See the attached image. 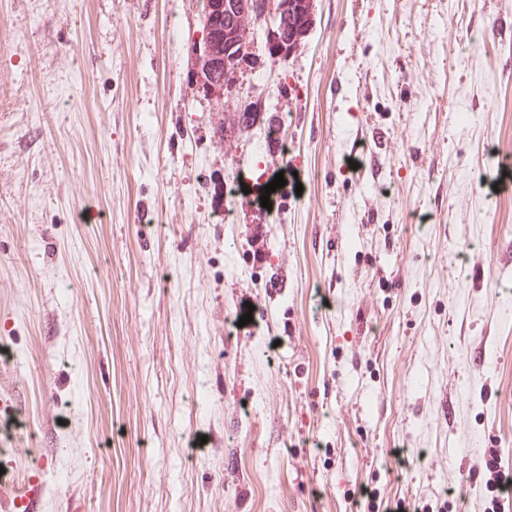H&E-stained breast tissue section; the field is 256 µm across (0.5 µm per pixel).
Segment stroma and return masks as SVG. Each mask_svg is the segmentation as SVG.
<instances>
[{
	"mask_svg": "<svg viewBox=\"0 0 512 512\" xmlns=\"http://www.w3.org/2000/svg\"><path fill=\"white\" fill-rule=\"evenodd\" d=\"M311 2L218 111L200 0H0V479L38 512H512V0Z\"/></svg>",
	"mask_w": 512,
	"mask_h": 512,
	"instance_id": "35a3bbf8",
	"label": "stroma"
}]
</instances>
